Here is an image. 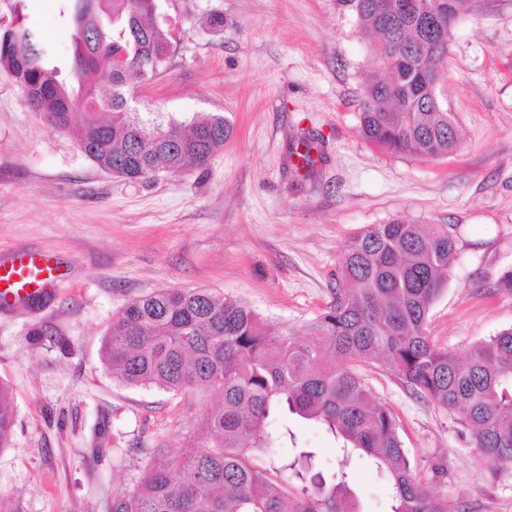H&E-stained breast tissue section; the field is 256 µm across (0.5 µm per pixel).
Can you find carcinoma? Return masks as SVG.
Returning <instances> with one entry per match:
<instances>
[{"label":"carcinoma","instance_id":"1","mask_svg":"<svg viewBox=\"0 0 512 512\" xmlns=\"http://www.w3.org/2000/svg\"><path fill=\"white\" fill-rule=\"evenodd\" d=\"M375 35L374 74L362 86L360 128L370 144L392 154L437 158L453 152L457 131L438 96L461 0H336ZM157 0H109L114 22L74 28L70 71L58 79L52 49L33 28L0 30V66L8 69L52 127L66 129L78 110L79 150L98 168L146 179L162 166L199 165L224 146L232 126L219 114L190 123L161 112H132L127 102L139 74L154 76L168 54L169 31L147 25ZM450 22L433 26L439 12ZM130 43L126 69L112 68L115 27ZM112 87L100 98L88 82ZM112 113L104 123L99 112ZM455 240L448 226L427 228L405 216L373 224L343 247L333 300L308 338L274 332L248 305L205 289H163L128 302L112 318L103 356L129 385L166 391L211 387L220 404L207 416L213 444L160 454L135 495L112 500L110 512H360L348 483L356 457L384 470L394 495L391 512H448L419 478L392 414L375 402L354 365L385 360L420 398L455 411L488 462L512 463V327L466 356L428 335L430 310L448 281ZM288 415L314 420L340 442L330 477L316 453L296 447L270 453L265 424ZM15 408L0 381V447L9 444ZM270 453L253 463L251 451ZM288 472L295 483L272 480Z\"/></svg>","mask_w":512,"mask_h":512}]
</instances>
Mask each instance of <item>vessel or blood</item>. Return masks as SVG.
<instances>
[{"instance_id": "1", "label": "vessel or blood", "mask_w": 512, "mask_h": 512, "mask_svg": "<svg viewBox=\"0 0 512 512\" xmlns=\"http://www.w3.org/2000/svg\"><path fill=\"white\" fill-rule=\"evenodd\" d=\"M63 276L59 261L48 253L16 251L0 258V291L14 301L46 296Z\"/></svg>"}]
</instances>
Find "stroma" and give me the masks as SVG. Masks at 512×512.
Wrapping results in <instances>:
<instances>
[{
    "mask_svg": "<svg viewBox=\"0 0 512 512\" xmlns=\"http://www.w3.org/2000/svg\"><path fill=\"white\" fill-rule=\"evenodd\" d=\"M65 0H0V27L42 30L69 79ZM176 33L164 72L137 86L139 111L220 114L233 127L199 168L128 180L96 167L0 68V251L55 252L67 279L48 299L0 311V381L16 422L0 448V512H109L134 493L158 449L213 439L210 392H166L113 377L101 357L112 316L164 288L240 300L275 331L308 333L333 297L344 244L396 215L448 225V284L428 317L440 347L466 355L512 327V0H466L440 99L460 147L425 160L360 133L373 37L336 0H158ZM318 147L313 175L289 159ZM357 370L394 416L421 480L448 512H512V463L485 461L456 413L419 398L381 360ZM299 446L332 471L335 442L296 416ZM351 485L363 512H391L392 489L369 462Z\"/></svg>",
    "mask_w": 512,
    "mask_h": 512,
    "instance_id": "35a3bbf8",
    "label": "stroma"
}]
</instances>
